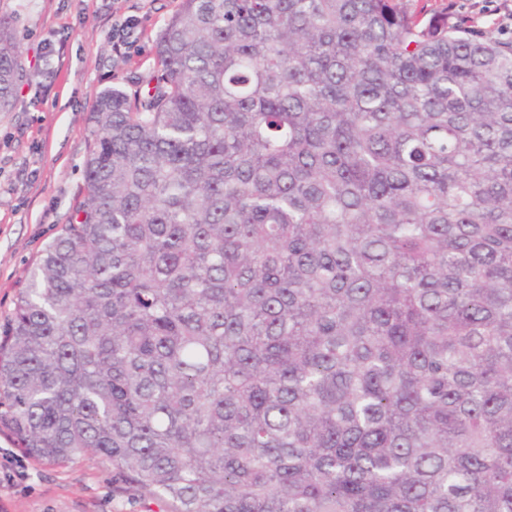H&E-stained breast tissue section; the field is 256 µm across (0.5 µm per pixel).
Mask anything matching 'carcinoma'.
<instances>
[{
	"mask_svg": "<svg viewBox=\"0 0 512 512\" xmlns=\"http://www.w3.org/2000/svg\"><path fill=\"white\" fill-rule=\"evenodd\" d=\"M0 324V433L171 512H512V39L181 0ZM24 77L0 15V112Z\"/></svg>",
	"mask_w": 512,
	"mask_h": 512,
	"instance_id": "1",
	"label": "carcinoma"
}]
</instances>
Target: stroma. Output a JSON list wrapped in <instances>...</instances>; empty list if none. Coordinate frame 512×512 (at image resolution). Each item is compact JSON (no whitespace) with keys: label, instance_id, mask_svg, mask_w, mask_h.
<instances>
[{"label":"stroma","instance_id":"obj_1","mask_svg":"<svg viewBox=\"0 0 512 512\" xmlns=\"http://www.w3.org/2000/svg\"><path fill=\"white\" fill-rule=\"evenodd\" d=\"M180 0H0L11 15L25 76L15 107L0 112V321L45 245L84 190L90 115L103 89L145 91L158 69L155 40ZM412 8L512 38V0H412ZM134 27L112 35L116 20ZM21 479L0 486V512H165L96 458L49 468L0 435Z\"/></svg>","mask_w":512,"mask_h":512}]
</instances>
